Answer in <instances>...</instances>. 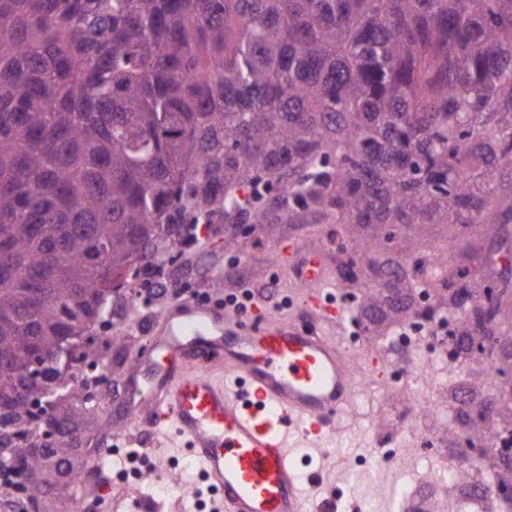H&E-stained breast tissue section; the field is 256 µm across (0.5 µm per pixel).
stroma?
<instances>
[{"label":"stroma","instance_id":"obj_1","mask_svg":"<svg viewBox=\"0 0 512 512\" xmlns=\"http://www.w3.org/2000/svg\"><path fill=\"white\" fill-rule=\"evenodd\" d=\"M224 224L211 225L203 239L160 251L161 282L169 289L192 292L202 287L213 298L252 286L272 287L274 316L305 321L299 307L308 285L297 279L280 247L298 243L323 250L329 290L346 306L349 319L330 328L345 346L355 380L343 422L326 444H298L293 450L303 489L315 488L320 499L345 506L346 512H397L402 499L422 500L427 512H505L498 489L512 487V468L492 454L459 463L467 440L486 431L469 412L487 405H512V302L504 307L493 358L458 354L460 343L473 334L461 307L447 292L431 287L428 274L483 296L486 286L512 281V245L500 242L495 224H404L388 229L378 224H253L240 235L239 246L227 243ZM391 259L380 270L364 262L363 248ZM135 289L112 300L111 324L90 326L84 362L110 372L106 385L94 387L97 416L85 428L90 447L82 474L89 483L80 512H99L100 495L121 493L114 483L112 449L129 433L141 448V512H179L187 482L198 475L192 456L179 451L175 459L157 463L156 432L147 425L129 427L120 405L128 384L140 375L139 359L153 319L169 297L150 305H134ZM380 357V376L362 372L366 358ZM394 442L400 466L377 461L376 449Z\"/></svg>","mask_w":512,"mask_h":512}]
</instances>
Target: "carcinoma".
Instances as JSON below:
<instances>
[{
	"label": "carcinoma",
	"mask_w": 512,
	"mask_h": 512,
	"mask_svg": "<svg viewBox=\"0 0 512 512\" xmlns=\"http://www.w3.org/2000/svg\"><path fill=\"white\" fill-rule=\"evenodd\" d=\"M216 216L512 224V0H0V512L92 416L30 410L32 353Z\"/></svg>",
	"instance_id": "cac0c4a2"
}]
</instances>
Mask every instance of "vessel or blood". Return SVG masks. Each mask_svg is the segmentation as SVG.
<instances>
[{
  "instance_id": "obj_1",
  "label": "vessel or blood",
  "mask_w": 512,
  "mask_h": 512,
  "mask_svg": "<svg viewBox=\"0 0 512 512\" xmlns=\"http://www.w3.org/2000/svg\"><path fill=\"white\" fill-rule=\"evenodd\" d=\"M294 273L311 286L305 323L263 304L242 316L175 300L126 404L133 421L174 429L225 512H307L291 450L328 439L351 396L348 362L328 334L346 310L323 295L319 254L302 255Z\"/></svg>"
}]
</instances>
